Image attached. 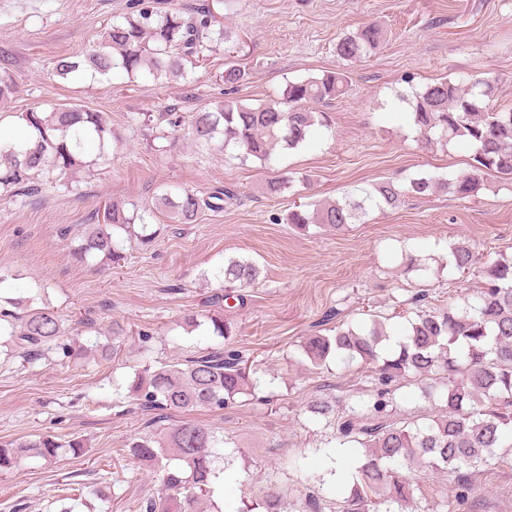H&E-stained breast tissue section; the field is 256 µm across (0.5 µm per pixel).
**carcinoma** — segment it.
I'll use <instances>...</instances> for the list:
<instances>
[{
  "mask_svg": "<svg viewBox=\"0 0 512 512\" xmlns=\"http://www.w3.org/2000/svg\"><path fill=\"white\" fill-rule=\"evenodd\" d=\"M378 24H367L341 38L337 55L344 60L370 56L385 40ZM232 33L207 8L195 16L176 10L157 9L152 0H137L135 10L107 27L100 41L79 59L59 58L55 73L81 81L87 77L125 76L148 73L154 78L182 77L199 67L205 52L224 44ZM224 98L190 115L188 129L195 145L220 153L236 151L235 157L268 166L278 150H295L312 132L328 127L324 108L346 94L347 72L327 71L318 77L286 82L283 89L264 103L246 104L236 97L242 71L230 62L222 75ZM491 82L481 78L439 79L426 85L411 99H402L410 109L413 124L429 145L452 143L475 148L471 168L447 179L431 174L415 177L403 185L384 180L355 185L336 200L300 204L288 212L286 223L305 228L320 224L342 229L363 222L373 208L397 207L406 196L425 197L439 190L460 199L476 198L486 177L512 185V109L488 111ZM22 127L30 131L24 142H0V185L16 187L31 195L34 174L75 171L87 167L85 147L89 142L104 149L114 138L107 114L92 112L78 104H57L49 110L36 107L20 113ZM236 199L231 190L200 195L190 189L168 191L159 199L176 224H193L204 209L217 210L222 202ZM148 211L137 205L112 201L104 205L97 223L88 225L72 256L83 262L90 255L112 260L118 256L123 233L135 235V225H147ZM451 265L460 272L473 271L480 286L464 304L426 308V294L412 298L413 316L407 319L395 344L385 322L371 319L353 327L337 326L332 336H310L301 345L314 366L327 360L372 366L370 398L338 415L323 398L310 402L314 415L336 429V444L362 448L355 472L346 476L350 493L336 512H404L413 500L411 469L425 464L433 471L456 473L455 501L472 491L461 469L490 464L501 448L512 447V255L500 254L478 263L475 250L466 242L456 245ZM226 288H249L259 277L256 265L245 258H230L221 271ZM11 304L25 307L20 327L0 323L4 346L16 357L33 363L51 346L63 358L82 360L92 351L117 353L118 337L112 343L90 346L61 343L63 324L50 307H32L30 298ZM213 333L232 336V323L219 315L208 317ZM256 371L237 349L214 347L186 360L159 368L145 367L129 385L130 397L144 411L184 412L194 408L223 409L243 396L256 395ZM414 378L421 393L434 400L438 410L421 417L400 416L393 411V383ZM228 439L193 420H181L151 436L128 443L132 454L161 472L162 492L145 505L146 512H220L205 507L214 493V480L226 473L224 452ZM81 456L85 443L73 438L62 444L52 435L0 447V472L38 458L51 465L65 454ZM281 496L268 488L252 502L250 512H280Z\"/></svg>",
  "mask_w": 512,
  "mask_h": 512,
  "instance_id": "carcinoma-1",
  "label": "carcinoma"
}]
</instances>
